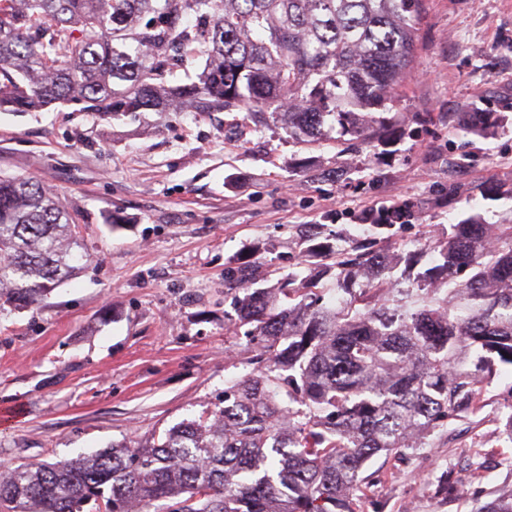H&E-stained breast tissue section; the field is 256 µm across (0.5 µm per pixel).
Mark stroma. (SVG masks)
<instances>
[{
    "instance_id": "stroma-1",
    "label": "stroma",
    "mask_w": 512,
    "mask_h": 512,
    "mask_svg": "<svg viewBox=\"0 0 512 512\" xmlns=\"http://www.w3.org/2000/svg\"><path fill=\"white\" fill-rule=\"evenodd\" d=\"M412 68L390 113L399 136L367 147L335 132L297 142L279 118L58 108L0 112V173L50 187L87 255L30 308L0 309V467L54 463L152 434L215 408L257 350L230 317L224 270L258 263L259 285L308 274L299 227L333 246L374 238L364 213L413 206L389 240L409 253L450 225L512 224V0H426ZM458 112H491L465 136ZM512 369L477 415L422 448L373 458L371 512H475L512 489ZM480 480H473V473ZM451 477L458 496L437 495Z\"/></svg>"
}]
</instances>
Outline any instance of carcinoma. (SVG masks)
<instances>
[{"label": "carcinoma", "mask_w": 512, "mask_h": 512, "mask_svg": "<svg viewBox=\"0 0 512 512\" xmlns=\"http://www.w3.org/2000/svg\"><path fill=\"white\" fill-rule=\"evenodd\" d=\"M425 0H0V110L268 112L292 137L326 123L361 144L393 134L383 113L413 62ZM195 17L192 24L186 23ZM81 31L85 38L76 39ZM205 59L174 83L169 54ZM402 205L376 230L405 225ZM82 245L56 196L0 176V304L34 306L82 269ZM316 274L256 288L255 268L224 269L237 325L262 367L224 391V406L141 444H114L0 474L8 512H365L361 472L476 415L500 366L512 367V224H451L404 271L439 295L406 313L385 297L386 247L359 241ZM437 259L426 266L421 252ZM366 289L336 308L319 283ZM475 512H512V492Z\"/></svg>", "instance_id": "carcinoma-1"}]
</instances>
